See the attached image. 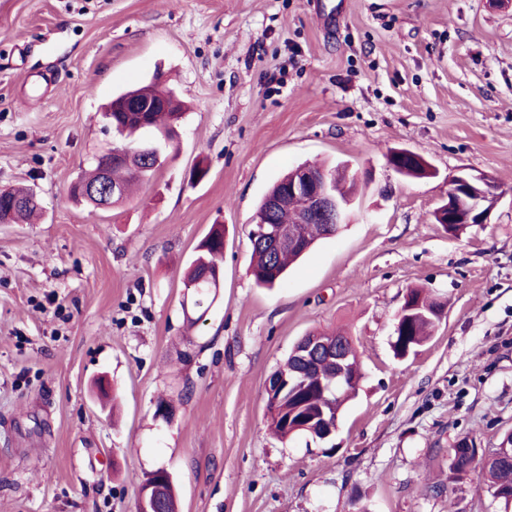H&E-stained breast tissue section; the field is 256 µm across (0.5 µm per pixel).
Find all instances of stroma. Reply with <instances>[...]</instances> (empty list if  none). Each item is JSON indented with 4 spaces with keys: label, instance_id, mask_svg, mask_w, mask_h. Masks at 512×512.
Wrapping results in <instances>:
<instances>
[{
    "label": "stroma",
    "instance_id": "35a3bbf8",
    "mask_svg": "<svg viewBox=\"0 0 512 512\" xmlns=\"http://www.w3.org/2000/svg\"><path fill=\"white\" fill-rule=\"evenodd\" d=\"M159 70L186 104L176 155L109 208L73 199L117 140L102 105ZM306 161L355 175L347 220L258 287L259 202ZM461 173L502 199L451 236L433 213ZM0 186L43 210L0 224V512H136L161 467L179 512H512L479 472L448 478L458 441L483 457L512 432V0H0ZM216 224L222 284L192 326ZM412 288L445 317L400 360ZM337 328L356 396L332 439H279L269 377ZM197 254L190 265L188 278L189 288H194L202 297L213 294L215 298L217 288H221L220 269L214 258L224 252L223 225L213 226L207 236L200 242Z\"/></svg>",
    "mask_w": 512,
    "mask_h": 512
}]
</instances>
